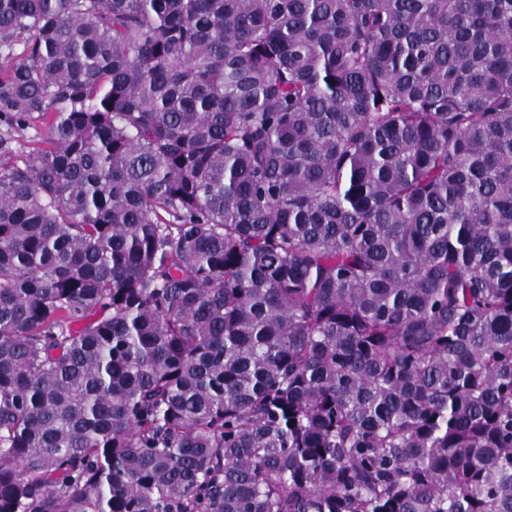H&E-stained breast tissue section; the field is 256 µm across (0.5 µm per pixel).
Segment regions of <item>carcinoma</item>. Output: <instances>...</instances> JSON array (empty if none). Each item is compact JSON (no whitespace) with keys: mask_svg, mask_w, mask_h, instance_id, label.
<instances>
[{"mask_svg":"<svg viewBox=\"0 0 512 512\" xmlns=\"http://www.w3.org/2000/svg\"><path fill=\"white\" fill-rule=\"evenodd\" d=\"M0 512H512V0H0ZM33 125L24 131L14 133L15 142L13 147L16 153L13 161L19 165L28 162L36 154L33 150L39 147V144L34 141H37L40 133L43 132V125L39 122H35Z\"/></svg>","mask_w":512,"mask_h":512,"instance_id":"carcinoma-1","label":"carcinoma"}]
</instances>
